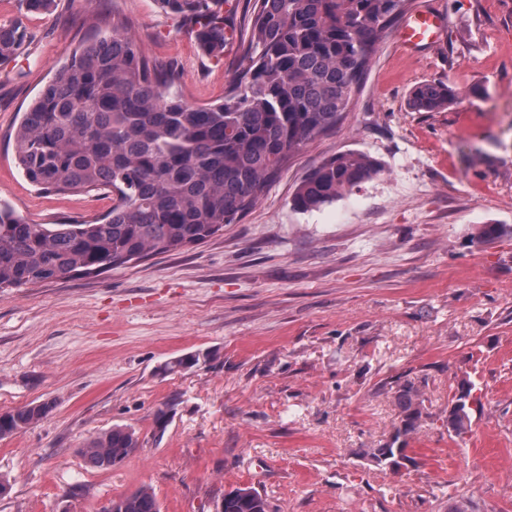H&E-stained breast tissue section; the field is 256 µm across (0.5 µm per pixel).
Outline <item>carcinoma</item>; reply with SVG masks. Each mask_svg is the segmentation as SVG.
Here are the masks:
<instances>
[{
  "mask_svg": "<svg viewBox=\"0 0 512 512\" xmlns=\"http://www.w3.org/2000/svg\"><path fill=\"white\" fill-rule=\"evenodd\" d=\"M195 29L204 52H224V0H159ZM409 0H253L247 64L229 79L224 99L187 101L167 90L169 69L151 67L125 22L93 15L101 32L80 44L45 84L14 132V157L25 178L58 194L101 191L112 207L94 220L30 224L0 202V289L26 288L112 270L149 255L177 253L238 223L264 195L288 159L336 127L369 69L384 29ZM22 23L0 25V61L16 56ZM464 91L423 83L410 96L419 112H438ZM382 172L373 157L337 153L306 171L292 206L330 205ZM512 236L509 224H483L472 238L485 244ZM400 426L371 449L377 466L399 467L408 437L422 418L419 390L399 386ZM55 400L0 415V437L46 419ZM471 407L451 404L448 435L471 430ZM142 447L135 429L114 425L80 449L86 467L108 470ZM223 512H268L252 487L222 497ZM106 512H161L142 486L111 501Z\"/></svg>",
  "mask_w": 512,
  "mask_h": 512,
  "instance_id": "carcinoma-1",
  "label": "carcinoma"
}]
</instances>
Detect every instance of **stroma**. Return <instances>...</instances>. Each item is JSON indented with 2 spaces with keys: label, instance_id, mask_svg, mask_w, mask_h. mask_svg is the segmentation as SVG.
<instances>
[{
  "label": "stroma",
  "instance_id": "obj_1",
  "mask_svg": "<svg viewBox=\"0 0 512 512\" xmlns=\"http://www.w3.org/2000/svg\"><path fill=\"white\" fill-rule=\"evenodd\" d=\"M438 2V45L410 55L387 28L343 118L293 154L239 223L179 253L0 294V413L56 402L0 438L12 485L0 512H104L142 486L161 512H213L241 486L269 512H512V236L471 242L480 225H512V0ZM93 12L120 15L190 101H219L244 63L238 35L209 56L158 0H53L42 13L0 0V24L27 32L0 62V200L33 224L112 205L37 190L14 161L23 112L92 38ZM438 81L466 98L413 110V88ZM348 150L381 174L331 206L294 209L304 173ZM197 352L210 361L164 372ZM407 380L424 413L395 474L366 451L399 425ZM463 380L479 404L457 438L446 418ZM115 424L142 448L86 468L79 448Z\"/></svg>",
  "mask_w": 512,
  "mask_h": 512
}]
</instances>
